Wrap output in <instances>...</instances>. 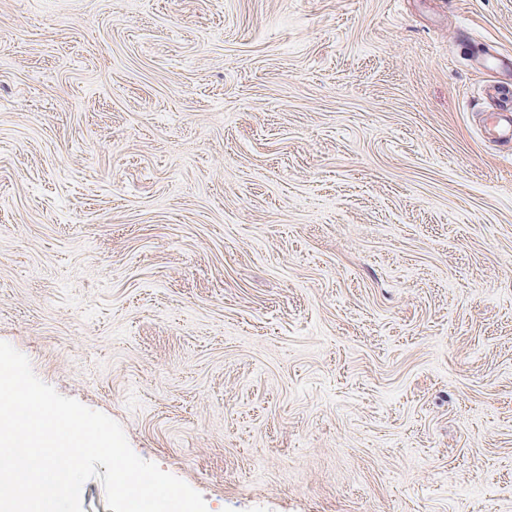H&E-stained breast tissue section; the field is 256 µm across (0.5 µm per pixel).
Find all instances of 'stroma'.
<instances>
[{
  "label": "stroma",
  "instance_id": "obj_1",
  "mask_svg": "<svg viewBox=\"0 0 512 512\" xmlns=\"http://www.w3.org/2000/svg\"><path fill=\"white\" fill-rule=\"evenodd\" d=\"M512 0H0V341L207 512H512Z\"/></svg>",
  "mask_w": 512,
  "mask_h": 512
}]
</instances>
